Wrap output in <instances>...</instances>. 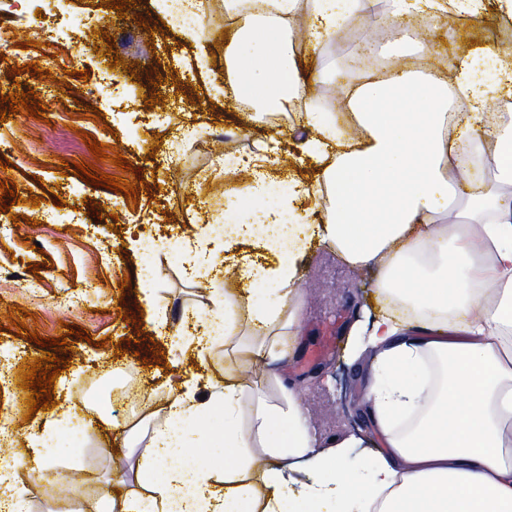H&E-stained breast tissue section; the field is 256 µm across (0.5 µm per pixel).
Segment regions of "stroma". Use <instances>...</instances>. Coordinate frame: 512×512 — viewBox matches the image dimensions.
<instances>
[{"instance_id":"obj_1","label":"stroma","mask_w":512,"mask_h":512,"mask_svg":"<svg viewBox=\"0 0 512 512\" xmlns=\"http://www.w3.org/2000/svg\"><path fill=\"white\" fill-rule=\"evenodd\" d=\"M34 13L0 16V364H8L0 383V427L26 439L48 415L92 419L80 431L64 430L55 439L59 480L45 492L38 471H23L30 489L29 512H89L114 468L127 467L131 448L119 431L96 423L98 410L123 420L180 387L172 364V342L156 331L151 317L166 311L178 323L182 310L208 319L211 302L205 278H189L198 244L225 262L228 287H235L244 259L274 263L271 253L239 247L225 258L223 239H206L210 225L224 221V196L244 192L248 175L225 171L228 157H255L267 137L280 131L279 177L285 194L294 174L312 178L316 169L294 147L310 132L300 121L304 105L335 113L351 137H358L344 106L346 75L354 51L369 46L373 62H391L400 38L377 11L366 23L345 28L335 40L310 48L305 29L309 0H300L281 24L290 56L312 80L303 97L250 112L225 96L224 47L236 32L232 23L202 20L175 26L157 12L153 0H36ZM94 13L107 33L99 39L77 32L86 13ZM124 15L126 27L115 24ZM73 29L61 60L32 48L35 25ZM493 34L501 52L512 53V21L491 12L478 20L454 15H423L412 23L411 56L421 69L447 64L455 55L481 46ZM206 56L207 69L196 65ZM23 92L41 103L38 117L8 112L6 98ZM91 133L103 143L107 160H97L82 139ZM122 154L129 168L112 165ZM95 165L136 184L134 199L80 180L79 166ZM19 203H12V196ZM40 205H33V198ZM78 211L80 223H42L43 210ZM154 236L156 248L144 255L141 241ZM153 268L156 291L145 302L144 264ZM303 313L288 379L304 394L311 430L325 437L359 433L370 450L383 449L370 427H357L350 405L365 406L362 380L366 357L356 356L352 325H365L378 312L376 274L354 270L328 245L313 242L299 264ZM24 323L40 336L56 339L45 348L17 334ZM66 344H59V337ZM53 355L67 366L53 388V410H30L22 376L34 360ZM320 367V376L311 368ZM80 449L71 460L70 449Z\"/></svg>"}]
</instances>
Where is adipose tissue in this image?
Returning a JSON list of instances; mask_svg holds the SVG:
<instances>
[{
	"instance_id": "adipose-tissue-1",
	"label": "adipose tissue",
	"mask_w": 512,
	"mask_h": 512,
	"mask_svg": "<svg viewBox=\"0 0 512 512\" xmlns=\"http://www.w3.org/2000/svg\"><path fill=\"white\" fill-rule=\"evenodd\" d=\"M249 17L247 40L271 59L266 78L244 61L234 63L228 94L259 105L297 96L306 80L287 58L279 21L297 0H265ZM382 18L400 21L442 9L462 18L483 15L485 0H384ZM308 37L334 40L366 0H311ZM494 44L459 57L451 73L420 75L406 67L385 77L356 74L349 105L364 137L348 142L335 113L304 115L313 138L302 150L322 169L313 184L296 182L294 194L263 210L224 197V249L244 241L278 255L277 263L246 265L250 283L265 298L232 295L211 275L210 315L202 331L181 337L177 351L205 359L224 343L236 359L223 379L198 400L197 380L125 420L127 437L147 433L131 468L113 473L126 484L123 498L104 493L94 512H512V122L486 124L489 98L512 101V63ZM494 61L495 79L479 74ZM470 109L457 117L449 97ZM497 149L487 154L486 141ZM471 156L475 175L466 207L448 196ZM493 178H484V171ZM325 199L328 215L308 224L295 211L296 196ZM328 244L351 268L379 272L380 309L360 348H373L366 391L368 413L385 450L351 459L363 447L349 434L327 441L311 434L298 392L282 386L284 405L250 391V365L277 366L296 337L303 299L298 262L312 241ZM437 357L442 386L421 371ZM224 416L210 429V413ZM415 417L406 431L395 422ZM191 432H183V425ZM224 449V470L177 464L191 446Z\"/></svg>"
}]
</instances>
